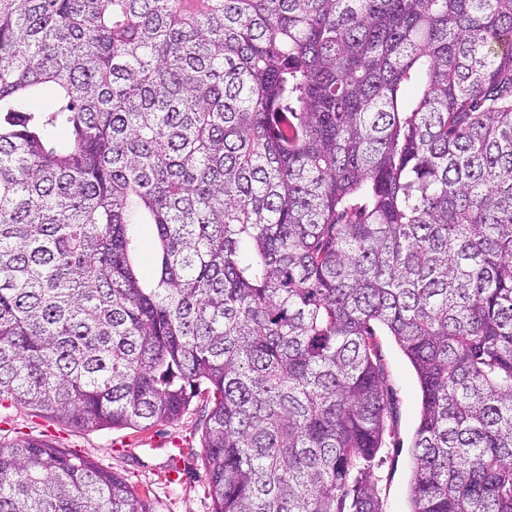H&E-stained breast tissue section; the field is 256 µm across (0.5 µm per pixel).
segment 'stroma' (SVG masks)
Here are the masks:
<instances>
[{"label": "stroma", "instance_id": "1", "mask_svg": "<svg viewBox=\"0 0 512 512\" xmlns=\"http://www.w3.org/2000/svg\"><path fill=\"white\" fill-rule=\"evenodd\" d=\"M382 355L394 412L380 455L382 512H410V475L414 465L412 442L421 411L416 373L394 339L382 337ZM0 421V439L33 437L88 456L120 475L137 491H150L156 512H211L201 448L203 413L193 407L180 419L145 431L84 432L45 416L12 408ZM185 449L181 481L163 477L173 449Z\"/></svg>", "mask_w": 512, "mask_h": 512}]
</instances>
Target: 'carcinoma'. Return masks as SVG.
<instances>
[{
    "label": "carcinoma",
    "instance_id": "obj_1",
    "mask_svg": "<svg viewBox=\"0 0 512 512\" xmlns=\"http://www.w3.org/2000/svg\"><path fill=\"white\" fill-rule=\"evenodd\" d=\"M383 334L411 512H512V0H0L1 402L199 401L212 512H381ZM0 512L155 510L25 438ZM140 236V247L138 253V260L142 272L149 276L153 269V259L155 250V240L153 227L150 224H142L138 226ZM387 370V385L393 396L394 412L387 422L385 448L379 456L382 512H409L410 475L414 465L412 442L421 411V391L416 373L391 336H380Z\"/></svg>",
    "mask_w": 512,
    "mask_h": 512
}]
</instances>
